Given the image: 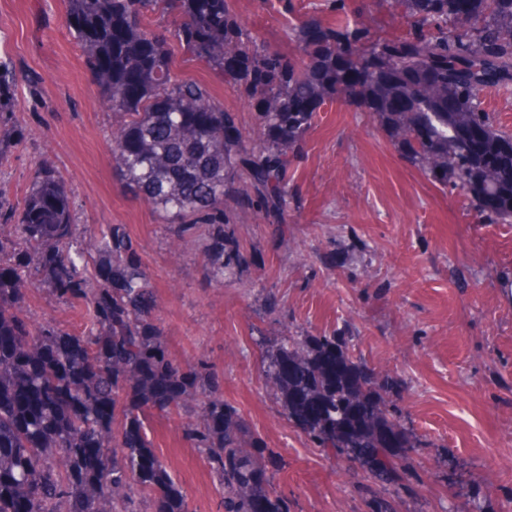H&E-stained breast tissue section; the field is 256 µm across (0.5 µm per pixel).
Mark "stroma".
<instances>
[{
    "label": "stroma",
    "mask_w": 512,
    "mask_h": 512,
    "mask_svg": "<svg viewBox=\"0 0 512 512\" xmlns=\"http://www.w3.org/2000/svg\"><path fill=\"white\" fill-rule=\"evenodd\" d=\"M247 26L282 51L273 0H234ZM0 60L16 72L17 117L34 131L0 172L21 202L34 164L49 160L71 190L85 243L111 224L138 244L158 296L155 316L172 358L206 362L224 400L273 455L291 512H453L479 493L484 512H512V224L479 223L459 191L430 182L355 104L318 112L289 168L288 221L232 225L251 263L209 284L201 246L173 236L112 169L111 113L66 20L63 0H0ZM178 76L208 83L244 135L256 112L222 76L176 54ZM38 323L84 330L80 306L32 292ZM353 337L351 360L398 383L385 399L407 434L423 439L408 461L409 488L344 454L316 448L259 374L261 346L283 336ZM194 415H155L148 433L189 512H218L217 481L184 429Z\"/></svg>",
    "instance_id": "35a3bbf8"
}]
</instances>
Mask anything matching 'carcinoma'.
<instances>
[{
  "instance_id": "obj_1",
  "label": "carcinoma",
  "mask_w": 512,
  "mask_h": 512,
  "mask_svg": "<svg viewBox=\"0 0 512 512\" xmlns=\"http://www.w3.org/2000/svg\"><path fill=\"white\" fill-rule=\"evenodd\" d=\"M292 53L262 40L233 0H66L69 28L112 113L113 169L125 188L180 239L205 227L210 283L249 264L226 248L229 224L252 210L288 221L290 154L323 106L373 113L390 141L429 180L460 190L480 217L512 221V133L483 106L512 92V0H385L406 28L381 35L351 20L350 0L299 16L279 0ZM175 13L159 32L150 18ZM220 73L255 108L246 140L205 82L173 71L172 44ZM16 84L0 61V170L26 137ZM238 209L229 214L224 201ZM79 233L64 178L37 163L20 207L0 192V512H188L147 431L156 414L201 407L185 432L221 489L222 512H290L261 441L224 403L222 378L169 354L157 298L137 245L113 224L90 254L88 276L71 250ZM86 308L82 335L33 326L32 290ZM347 336H286L262 349L261 375L288 418L319 448L387 474L386 460L416 442L388 417L381 387L354 364Z\"/></svg>"
}]
</instances>
